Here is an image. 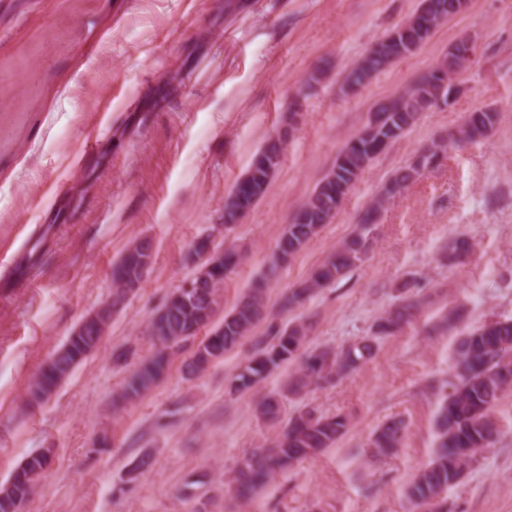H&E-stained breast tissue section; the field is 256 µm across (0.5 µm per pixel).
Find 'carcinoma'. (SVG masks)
<instances>
[{
    "instance_id": "cac0c4a2",
    "label": "carcinoma",
    "mask_w": 512,
    "mask_h": 512,
    "mask_svg": "<svg viewBox=\"0 0 512 512\" xmlns=\"http://www.w3.org/2000/svg\"><path fill=\"white\" fill-rule=\"evenodd\" d=\"M459 4L460 0H420L418 11L421 19L435 20L454 11ZM402 44L403 38L388 36L374 43L347 73L343 91H355L404 58L398 52ZM455 74L453 64L444 61L438 69L424 73L370 114L366 125L345 144L312 194L284 226L270 261V270L288 263L322 225L334 218L350 187L380 154V145L388 146L401 139L416 124L423 109L431 110L440 101L449 102L454 93L452 77ZM497 121L496 110L478 109L468 115L454 139L458 142L480 140L489 134ZM284 150L280 136L266 140L247 174L224 200V230H231L243 213L250 211L266 193ZM446 150L443 143L433 142L427 146V153L416 154L407 164L394 170L380 193L359 214L351 235L336 246L307 279L283 294L281 309L290 312L302 306L321 290L360 267L372 249L373 231L386 206L416 183L426 170L433 168V163L439 162V156L446 154ZM153 251V241L143 237L135 240L113 264L109 314L124 307L128 298L125 287H139L144 283L142 259L152 258ZM472 252L470 241L457 238L448 246L445 258L450 264H460ZM244 258L245 254L234 247L225 249L216 258L208 278L195 277L193 288L179 287L169 296L149 322L158 349L130 375L121 395L123 401L133 402L155 386L169 364L171 349L179 351L186 343L198 341L193 354L184 360L185 373L194 376L203 372L202 363L223 357L251 338L252 351L230 380V391H257L280 368L298 364L280 390L265 393L256 405L261 419L274 422L280 417L282 397L350 375L373 357L374 337L397 333L413 324L422 311L421 299L411 293L406 282L401 286L402 294L397 302L377 320L374 335L334 350H316L305 356L302 349L308 326L296 320L281 326L270 320L268 284L264 277L256 280L233 310L224 315L221 326L197 340L198 332L209 324L212 305L219 303L224 280ZM262 324L266 325L263 335L252 338L254 330ZM101 340L97 322H85L83 333L69 336L30 382L27 404L47 402ZM453 370L454 380L449 383L450 391L436 417L437 446L433 457L407 486V499L418 512H447L448 489L470 471L478 457L497 440L499 430L492 411L512 386V319H491L463 333L455 349ZM350 425V418L340 413L322 415L305 410L292 415L270 445L257 449L237 469L235 493L241 499L250 498L296 463L335 445L349 431ZM406 431L401 419L381 424L368 440L372 456L395 453L401 447ZM48 466L44 456L27 457L23 471L28 478L15 477L0 484V512H18L15 506L30 500Z\"/></svg>"
}]
</instances>
